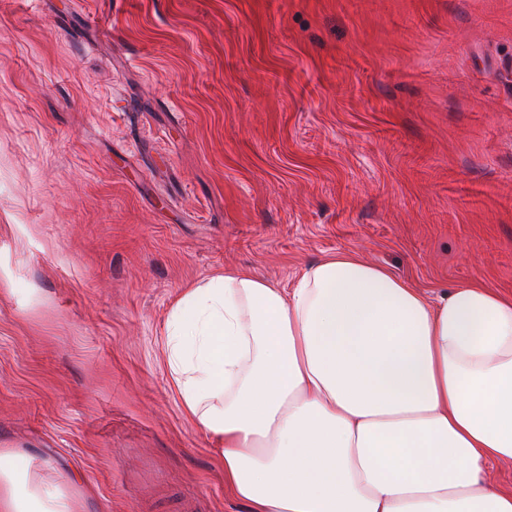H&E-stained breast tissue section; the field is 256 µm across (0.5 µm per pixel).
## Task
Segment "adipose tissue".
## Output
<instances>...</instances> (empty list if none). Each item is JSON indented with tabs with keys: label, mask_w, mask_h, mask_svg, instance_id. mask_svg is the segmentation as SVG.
<instances>
[{
	"label": "adipose tissue",
	"mask_w": 512,
	"mask_h": 512,
	"mask_svg": "<svg viewBox=\"0 0 512 512\" xmlns=\"http://www.w3.org/2000/svg\"><path fill=\"white\" fill-rule=\"evenodd\" d=\"M184 413L250 512H512L488 465L512 461V297H429L355 252L291 288L236 270L167 323ZM0 512H85L0 448Z\"/></svg>",
	"instance_id": "ef3b65f1"
}]
</instances>
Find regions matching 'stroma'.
I'll return each mask as SVG.
<instances>
[{"label":"stroma","instance_id":"1","mask_svg":"<svg viewBox=\"0 0 512 512\" xmlns=\"http://www.w3.org/2000/svg\"><path fill=\"white\" fill-rule=\"evenodd\" d=\"M355 251L512 296V0H0V448L87 512H248L184 288Z\"/></svg>","mask_w":512,"mask_h":512}]
</instances>
